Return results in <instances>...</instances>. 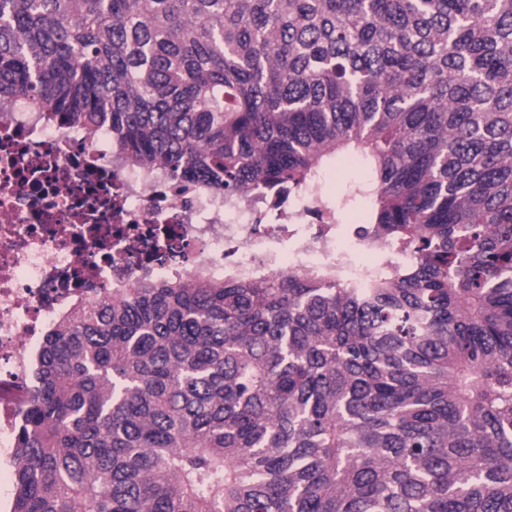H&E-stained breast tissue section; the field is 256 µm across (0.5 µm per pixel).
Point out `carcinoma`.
Returning <instances> with one entry per match:
<instances>
[{
    "label": "carcinoma",
    "mask_w": 512,
    "mask_h": 512,
    "mask_svg": "<svg viewBox=\"0 0 512 512\" xmlns=\"http://www.w3.org/2000/svg\"><path fill=\"white\" fill-rule=\"evenodd\" d=\"M229 192L367 180L355 277L135 282L44 337L13 512H512V0H0V103Z\"/></svg>",
    "instance_id": "cac0c4a2"
}]
</instances>
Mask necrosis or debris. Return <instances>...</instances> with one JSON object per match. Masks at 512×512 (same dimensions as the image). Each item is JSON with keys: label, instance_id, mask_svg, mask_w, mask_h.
I'll use <instances>...</instances> for the list:
<instances>
[{"label": "necrosis or debris", "instance_id": "necrosis-or-debris-1", "mask_svg": "<svg viewBox=\"0 0 512 512\" xmlns=\"http://www.w3.org/2000/svg\"><path fill=\"white\" fill-rule=\"evenodd\" d=\"M339 253L360 276L379 260L319 187L182 189L128 164L104 129L50 121L26 96L0 106V512L13 509L31 358L75 307L146 278L306 272Z\"/></svg>", "mask_w": 512, "mask_h": 512}]
</instances>
